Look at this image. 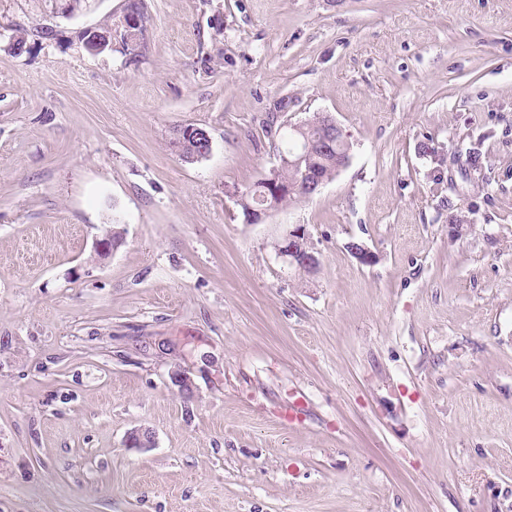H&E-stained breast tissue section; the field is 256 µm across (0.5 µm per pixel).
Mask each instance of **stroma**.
Instances as JSON below:
<instances>
[{
  "label": "stroma",
  "mask_w": 512,
  "mask_h": 512,
  "mask_svg": "<svg viewBox=\"0 0 512 512\" xmlns=\"http://www.w3.org/2000/svg\"><path fill=\"white\" fill-rule=\"evenodd\" d=\"M65 2L0 0V512H512V0H144L134 61ZM316 114L349 164L247 223ZM181 127H177L173 130L172 138L170 141L171 147L175 152L178 150V157L186 162V163H195L198 162L199 156H202L201 148L203 147V143L201 140H196L194 138H186L183 137L181 141L177 135V132ZM304 243L310 244L309 234L305 225L293 224L281 234V236L274 242V248L278 255L286 258L288 264L294 266L298 271L313 275L318 269V257L311 245L307 251Z\"/></svg>",
  "instance_id": "35a3bbf8"
}]
</instances>
